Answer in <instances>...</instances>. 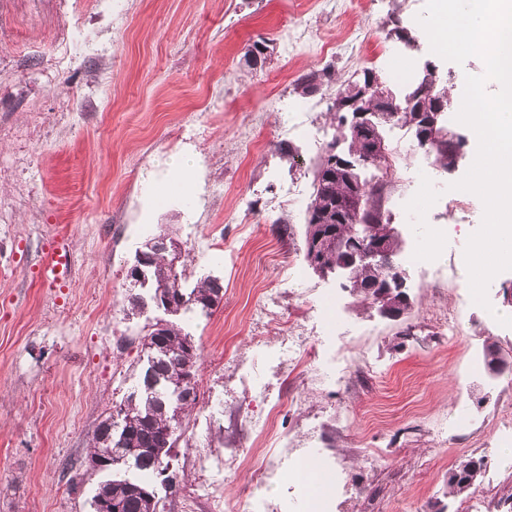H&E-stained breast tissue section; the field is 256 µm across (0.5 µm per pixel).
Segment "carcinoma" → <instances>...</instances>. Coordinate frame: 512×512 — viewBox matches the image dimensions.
I'll return each instance as SVG.
<instances>
[{"label": "carcinoma", "mask_w": 512, "mask_h": 512, "mask_svg": "<svg viewBox=\"0 0 512 512\" xmlns=\"http://www.w3.org/2000/svg\"><path fill=\"white\" fill-rule=\"evenodd\" d=\"M331 81L325 69L312 70L300 76L294 84V92L309 97L319 92ZM441 90L432 87L420 91L415 101L402 107L400 115L381 112L375 138L390 149L383 135L382 124L401 125L414 131L423 125L427 114L439 110ZM417 146L433 157V164L448 172L456 167V159L463 147L461 139H448L442 143L417 142ZM347 176L320 156L314 170L313 192L306 209L305 241L309 246L316 235V225L324 224L339 229L344 239L360 237L365 224L380 227L384 239L383 256L374 262L357 265L349 274L350 292L371 303H376L375 286L404 287L395 282L402 272L396 262L402 240L391 233L390 217L385 207L386 191L393 178L371 181L363 177V170ZM358 192L359 208L336 211V200ZM173 237L162 235L147 246L148 261L145 269L151 274L153 293L149 298L138 294L129 296L130 310H141L147 301L161 302L170 313L199 311L209 314L223 297V286L218 280L203 276L192 288H186V269L178 268L168 258L169 249L176 247ZM139 345L146 354V364L140 372V382L116 414L109 415L98 426L89 446L87 461H96L95 468L105 470L122 465L133 468L140 477L110 479L100 484L92 498L93 512H100L99 505L111 508V512H160L161 499L153 489L158 477H163L168 488H176L183 477L167 473L172 448L180 438L182 415L196 406V372L199 368V349L189 334L169 322L151 325L148 333L139 338ZM488 467L485 457H467L448 471V487L454 494L476 490Z\"/></svg>", "instance_id": "cac0c4a2"}]
</instances>
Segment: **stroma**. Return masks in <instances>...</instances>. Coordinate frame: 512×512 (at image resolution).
Instances as JSON below:
<instances>
[{
    "mask_svg": "<svg viewBox=\"0 0 512 512\" xmlns=\"http://www.w3.org/2000/svg\"><path fill=\"white\" fill-rule=\"evenodd\" d=\"M425 4L0 0V512H92L107 475L85 466L89 443L137 385V339L170 319L201 353L199 400L171 461L186 477L174 512H315L295 477L308 461L330 479L316 512H495L512 488V372L489 378L483 346L512 356V319L490 322L471 299L461 258L483 204L449 188L476 150L454 116L484 63L432 53L416 21ZM396 21L414 47L388 38ZM287 26L312 43L363 29L374 56L285 50ZM260 40L270 54L257 68L244 54ZM428 65L467 146L446 173L412 130L385 129L397 171L385 206L411 302L395 322L342 273L308 265L305 213L337 85L371 69L401 95ZM324 67L334 86L294 93ZM175 156L193 160L191 190L172 180ZM163 232L190 277L223 285L211 315L125 314L127 273ZM60 237L71 272L52 283L41 259ZM285 351L305 365L286 366ZM277 402L286 408L261 438ZM272 455L277 468L262 472ZM470 455L490 470L453 495L448 471Z\"/></svg>",
    "mask_w": 512,
    "mask_h": 512,
    "instance_id": "obj_1",
    "label": "stroma"
}]
</instances>
